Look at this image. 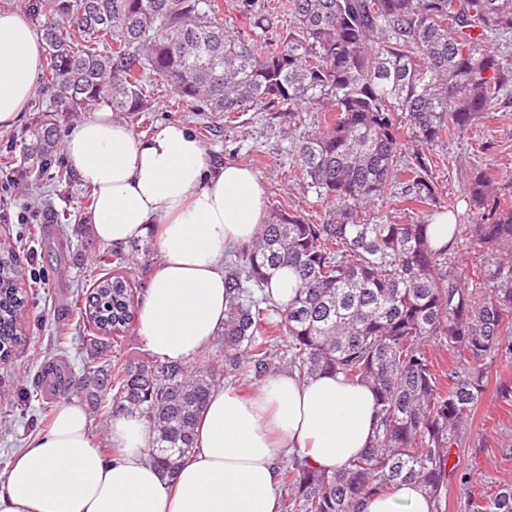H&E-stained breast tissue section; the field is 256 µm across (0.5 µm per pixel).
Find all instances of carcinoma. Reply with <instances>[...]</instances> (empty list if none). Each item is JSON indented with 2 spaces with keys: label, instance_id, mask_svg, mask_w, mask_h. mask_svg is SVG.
I'll use <instances>...</instances> for the list:
<instances>
[{
  "label": "carcinoma",
  "instance_id": "1",
  "mask_svg": "<svg viewBox=\"0 0 512 512\" xmlns=\"http://www.w3.org/2000/svg\"><path fill=\"white\" fill-rule=\"evenodd\" d=\"M253 27L269 28L276 0H235ZM215 0H28L46 50L48 105L31 139L0 164L19 181L72 187L59 157L55 117L106 105L149 120L161 81L204 112L279 107L303 126L307 105L325 125L295 145L306 188L329 205L311 224L278 210L257 238L224 262L229 289L218 338L222 369L140 359L112 364L135 314L136 281L121 247L102 252L92 290L74 313L86 354L67 378L94 413H141L153 426L146 462L174 476L196 448L195 428L213 390L286 368L300 380L322 373L369 386L373 444L326 473L293 458L279 471L287 496L277 512H361L363 501L420 485L441 512L451 448L486 390L489 368L512 356V203L475 169L463 188L475 208L457 231L485 261L466 278L459 245L435 247L431 222L365 216L399 172L412 200L431 206L423 155L401 158V129L432 144L462 134L512 84V59L497 41L512 32V0H289L292 25L280 46L241 39L217 21ZM288 266L297 294L286 305L265 292ZM10 243L0 240V354L20 341L27 296ZM453 357L440 376L430 347ZM468 512H512V484L468 503Z\"/></svg>",
  "mask_w": 512,
  "mask_h": 512
}]
</instances>
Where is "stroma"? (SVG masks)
<instances>
[{
    "label": "stroma",
    "mask_w": 512,
    "mask_h": 512,
    "mask_svg": "<svg viewBox=\"0 0 512 512\" xmlns=\"http://www.w3.org/2000/svg\"><path fill=\"white\" fill-rule=\"evenodd\" d=\"M178 122L191 128L208 149L214 164L235 163L251 168L262 178L268 211L301 212L313 223H322L326 206L292 172L290 148L302 135L287 113L192 112L173 103L166 90L157 93L156 110L149 122L129 120L130 129L146 135L157 126ZM405 157L428 156L429 176L438 208L468 215L471 207L462 185L478 165L497 171L500 180H512V94L499 99L462 136L442 139L432 145L415 141L403 133ZM80 187L47 186L39 190L10 178L0 179V238H22L17 259L26 272L18 282L22 292L38 290L36 307L21 326L23 340L6 363L0 364V466H9L14 457L47 425L65 395L41 397L25 405L22 394L36 390L41 369L55 362L75 373L83 368L79 343L57 352L52 326L72 320L70 304L82 281L87 279L95 258L104 245L92 229L90 210L84 209ZM46 199L47 211L69 209L77 214L82 235L62 237L59 226L49 223L41 239L26 237L19 213L34 215L38 199ZM375 216L399 224H415L426 219L430 210L410 200L405 185L391 183L375 202ZM512 358L496 359L488 374L487 388L474 406L454 445L450 458L456 473L448 480L444 512H466L471 497L495 491L512 482Z\"/></svg>",
    "instance_id": "1"
}]
</instances>
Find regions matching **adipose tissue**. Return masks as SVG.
<instances>
[{"mask_svg":"<svg viewBox=\"0 0 512 512\" xmlns=\"http://www.w3.org/2000/svg\"><path fill=\"white\" fill-rule=\"evenodd\" d=\"M43 42L29 19L0 11V129L16 126L37 88ZM81 187L95 197L92 222L106 244L160 227L161 262L137 315V335L163 363L188 362L224 328V253L251 243L265 222L260 177L232 163L211 167L187 126L137 136L99 110L64 142ZM374 393L339 374L301 384L280 373L250 394L212 392L197 448L175 479L147 463L153 429L142 415L114 417L104 457L88 414L76 402L52 412L0 479V512H275L277 466L292 452L331 473L374 438ZM363 512H434L418 485L364 501Z\"/></svg>","mask_w":512,"mask_h":512,"instance_id":"1","label":"adipose tissue"}]
</instances>
